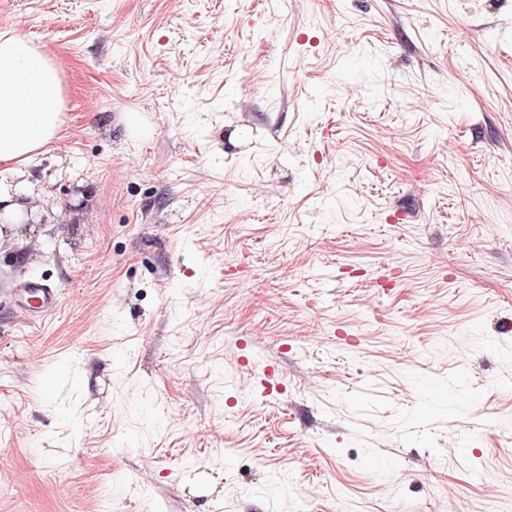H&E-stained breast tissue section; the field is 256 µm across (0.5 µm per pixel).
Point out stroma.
I'll list each match as a JSON object with an SVG mask.
<instances>
[{
	"mask_svg": "<svg viewBox=\"0 0 512 512\" xmlns=\"http://www.w3.org/2000/svg\"><path fill=\"white\" fill-rule=\"evenodd\" d=\"M12 29L67 94L0 167V512H512V0ZM21 309L31 318L52 312L58 304L56 288L38 279H29L18 288Z\"/></svg>",
	"mask_w": 512,
	"mask_h": 512,
	"instance_id": "obj_1",
	"label": "stroma"
}]
</instances>
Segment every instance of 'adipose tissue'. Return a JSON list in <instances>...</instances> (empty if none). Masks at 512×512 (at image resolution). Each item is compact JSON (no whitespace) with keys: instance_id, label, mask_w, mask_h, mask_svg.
<instances>
[{"instance_id":"1","label":"adipose tissue","mask_w":512,"mask_h":512,"mask_svg":"<svg viewBox=\"0 0 512 512\" xmlns=\"http://www.w3.org/2000/svg\"><path fill=\"white\" fill-rule=\"evenodd\" d=\"M64 85L56 61L17 30L0 32V165L23 166L57 139Z\"/></svg>"}]
</instances>
